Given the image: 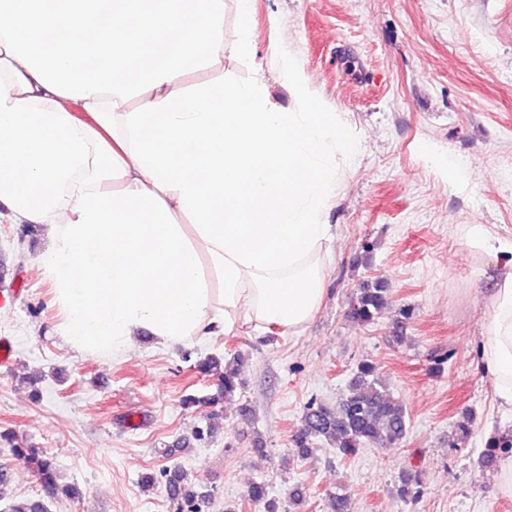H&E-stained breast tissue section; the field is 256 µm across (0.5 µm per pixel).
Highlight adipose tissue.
<instances>
[{"mask_svg": "<svg viewBox=\"0 0 512 512\" xmlns=\"http://www.w3.org/2000/svg\"><path fill=\"white\" fill-rule=\"evenodd\" d=\"M44 2L0 0V204L46 227L64 336L117 351L307 324L359 150L345 113L316 107L293 62L288 109L260 79L183 88L224 56V0ZM466 240L505 257L479 273L481 360L512 412V243L478 224Z\"/></svg>", "mask_w": 512, "mask_h": 512, "instance_id": "1", "label": "adipose tissue"}]
</instances>
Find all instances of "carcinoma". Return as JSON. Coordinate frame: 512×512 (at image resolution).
<instances>
[{
    "label": "carcinoma",
    "instance_id": "obj_1",
    "mask_svg": "<svg viewBox=\"0 0 512 512\" xmlns=\"http://www.w3.org/2000/svg\"><path fill=\"white\" fill-rule=\"evenodd\" d=\"M390 302L389 289L384 282L367 283L357 290L350 303L348 318L359 326L375 321ZM241 359L216 354L196 361L194 368L205 377L217 381L214 393L183 400L186 406L200 404L218 405L235 397L243 387L240 370ZM408 432V416L401 400L394 397L378 377V366L372 362L357 365L337 406L307 403L300 427L294 435V446L305 456L318 441L336 443V454L350 459L363 448L396 444L403 441ZM11 448L12 455L28 467L37 477L40 491L34 495L13 499L6 505L7 512H49L50 505L65 494L72 496V489L60 483L59 469L54 459L38 448H25L12 431H0V444ZM512 454V431L495 433L488 438L480 456V464L493 468L504 454ZM166 478V491L175 505V512H210L211 494L201 492L189 481L188 475L177 468ZM249 498L263 505L264 512H280L279 501L270 495L268 484L255 482L248 490ZM422 496V485L417 475L405 473L399 489V497L407 503H416Z\"/></svg>",
    "mask_w": 512,
    "mask_h": 512
}]
</instances>
